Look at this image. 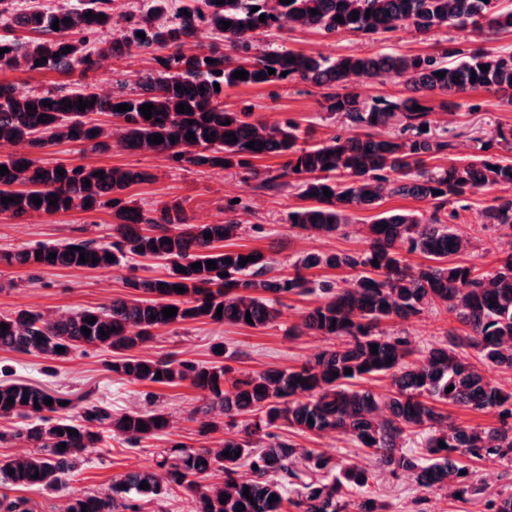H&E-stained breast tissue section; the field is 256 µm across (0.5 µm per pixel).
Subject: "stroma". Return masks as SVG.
Masks as SVG:
<instances>
[{
	"label": "stroma",
	"instance_id": "1",
	"mask_svg": "<svg viewBox=\"0 0 512 512\" xmlns=\"http://www.w3.org/2000/svg\"><path fill=\"white\" fill-rule=\"evenodd\" d=\"M271 42L283 49L330 58L367 55L385 48L427 53L442 48L465 50L474 45L472 36L462 30L451 28L420 35L403 25L385 41L362 34L328 37L312 29L297 28L275 33ZM153 66L149 56L134 53L85 74L0 69V81L13 83L23 93L57 84L73 88L91 84L109 94L117 82L132 80L136 73ZM321 93L320 87L296 78L272 86L225 89L224 105L233 109L252 105L256 118L269 125L294 120L311 130L313 140L318 141L339 130L337 123L326 118L320 107ZM509 127H512L511 106L491 93H470L463 97L456 114L449 116L447 136L456 143L457 154L467 156L477 150L479 141L490 140L498 129ZM40 157L50 165H104L150 171L155 174V181L132 186L126 192L127 197L145 210L180 205L193 224L222 221L227 201L240 200L248 211L242 214V229L236 238L229 240V247L263 251L274 258V271L281 275L294 273L300 258L310 251L333 254L364 250L362 227L372 223L376 216L372 210L355 211L353 222L344 234L311 239L288 222L289 211L298 203L295 188L286 185L274 190L263 188L258 179L240 169L206 170L187 164L173 167L153 156L118 148L99 153L75 143L48 147L41 151ZM491 199L488 192L469 197L467 208L461 213L463 229L471 239L462 259L483 270L494 268L499 252L512 244L501 233L481 228L482 211ZM111 222V214L106 209L94 212L74 209L24 221L0 216V251L38 244L77 243L92 238L103 242L110 234ZM164 272L162 263L139 258L123 259L107 269L50 267L34 271L0 264V315L19 310L54 315L96 308L109 304L114 298L127 296L126 278L157 277ZM319 300L316 292L288 296L278 318L258 329L209 321L160 328L154 339L137 349L136 354L147 359L172 354L182 360L208 362L213 358L214 345L220 344L224 347L223 364L232 378L269 368H294L330 345L329 340L321 336L288 333L291 326L300 323L303 313L316 306ZM449 325L448 315L431 309L404 323H387L386 328L408 337L415 346L423 347L442 338ZM111 359V351L91 346L78 348L61 361L0 350V380L38 384L72 399L86 395L107 404L116 415L133 409H159L171 418L166 434L143 441L137 448L129 447L118 436L106 438L101 447L84 452L82 464L65 475L56 489L23 493L35 504L37 512H62L72 499L107 492L114 481L129 471L156 468L174 443L215 449L224 439L220 429L199 434L191 413L203 405L204 399L188 383L162 385L128 381L108 371L107 363ZM294 441L301 447L332 457L336 463L356 461L372 467V490L389 503L390 512H483L485 499L512 483L507 475L512 464L467 459L469 470L481 482L484 491L482 496L464 504L454 500L449 491L419 487L411 474L393 476L376 468L373 458L342 436L300 434Z\"/></svg>",
	"mask_w": 512,
	"mask_h": 512
}]
</instances>
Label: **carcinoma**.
<instances>
[{
  "instance_id": "cac0c4a2",
  "label": "carcinoma",
  "mask_w": 512,
  "mask_h": 512,
  "mask_svg": "<svg viewBox=\"0 0 512 512\" xmlns=\"http://www.w3.org/2000/svg\"><path fill=\"white\" fill-rule=\"evenodd\" d=\"M170 0H145L140 13H112V0H59L52 6L18 8L0 0V69L29 72L96 71L104 61L134 51L148 54L155 67L138 75L130 92L101 94L93 86L38 93L17 92L0 82V146L14 151L0 160V216L24 220L72 209L112 214V242L94 240L70 245H38L0 252V263L32 269L112 266L106 255L119 252L168 267L159 277L127 279L135 291L114 298L100 309H82L55 317L20 310L0 315V350L38 353L51 360L67 358L87 345L109 349L117 356L108 369L120 378L155 384L189 383L208 403L197 419L200 433L216 428L207 420L214 409L234 418L247 416L242 435L230 434L218 449L174 444L175 454L158 462L161 472L133 470L112 484V493L73 499L64 512H139L138 497L161 498L177 487L197 495L196 512H388L389 503L369 492L368 470L357 464L336 466L333 459L301 449L271 432L282 424L302 433H337L375 457L396 475L407 472L425 489L453 487L459 500L480 493L469 482L462 462L467 456L512 462V388L492 383L489 369L512 371V248L498 265L480 272L456 259L469 238L459 228L461 216L448 205L495 187L512 188V159L483 145L467 157L455 156L456 145L432 130L437 110L461 107L455 98L483 89L512 105V50L492 52L482 45L463 52H379L340 55L330 59L301 51L264 49L259 37L286 25L326 35L358 32L384 36L406 24L426 35L441 28L471 30L478 35L512 32V5L505 0H179L168 14ZM259 10L252 11V8ZM187 10L184 15L181 10ZM318 13L313 14L311 10ZM357 19H352L353 12ZM93 14L87 18L86 14ZM265 21H259L260 16ZM342 17L343 22L336 21ZM68 20L53 29L57 20ZM230 23L224 28L222 22ZM27 33L23 40L15 36ZM144 33L145 38L138 37ZM71 50H66V47ZM486 69H481V66ZM275 73L268 74V69ZM236 71L248 78L234 79ZM442 72L439 78L435 73ZM403 78L411 92L404 98L371 100L347 91L362 79ZM299 78L323 89L321 107L345 123L347 135H333L314 144L298 145L300 126L286 119L269 126L254 118L251 108H224L225 87L267 86ZM220 90H215L214 84ZM181 86L182 90L175 89ZM89 102L84 110L76 101ZM69 101L67 109L61 101ZM48 101L52 106L45 107ZM192 109L177 112L179 104ZM32 109H27V105ZM128 104L132 109L118 112ZM152 104V117L140 112ZM420 110H414V106ZM107 113L112 130L95 122ZM45 116L47 122L39 121ZM193 124H188V121ZM427 130H422V126ZM195 140L186 139L188 132ZM235 134L237 141L228 138ZM154 134L164 142L148 141ZM211 140H206L205 135ZM131 152L155 155L178 165L199 168L237 167L259 177L252 160L286 158L285 174L295 178L304 204L288 213V223L314 237H329L352 222V212L374 208L387 197H413L430 205V215L388 213L365 225L367 248L354 254L308 253L295 274H273L272 258L259 250H226L240 226L237 204L224 207L227 218L212 224H190L179 205L152 215L124 197L132 185L151 182L146 170L86 165H44L37 153L55 143L70 142L92 151H107L111 140ZM255 142L252 148L247 143ZM65 170L64 175L57 170ZM104 172L103 177L96 172ZM90 185H85V181ZM328 189L331 197L324 196ZM438 194H433V191ZM41 199L35 205L32 197ZM58 198L54 205L52 198ZM483 226L512 230V195L496 196L482 212ZM386 227H381V224ZM212 238L207 239L204 234ZM171 243H165L166 239ZM85 253L86 262L80 261ZM54 253L56 257L49 258ZM424 256L412 265L405 256ZM254 256L245 265L240 260ZM99 262H92V258ZM216 261L207 268L206 261ZM378 265H372V261ZM202 267L193 269L191 264ZM321 265L348 268L355 275L345 285L323 282L321 301L292 329L345 339L340 346L317 353L297 369L270 368L231 380L220 362L143 359L131 351L150 342L154 330L202 319L214 323L262 328L277 318L276 305L290 295L313 292L303 271ZM185 288L184 293L173 287ZM432 304H440L458 323L446 339L420 352L411 341L388 334V321L407 322ZM222 316H216L218 307ZM177 314L165 318L162 310ZM251 314L253 323L246 322ZM90 317L95 323H87ZM91 330L86 336L82 328ZM105 334H100V331ZM377 345L372 353L371 345ZM64 351L59 352L57 348ZM351 373H345V369ZM337 376H332V373ZM381 375L390 380L387 394L374 393L359 382ZM453 390L446 391L447 387ZM50 398L48 406L44 399ZM13 404H8V400ZM27 403H22V400ZM65 398L26 382L0 385V416L16 415L28 423L7 439L31 451L0 457V478L18 488L52 489L59 475L73 469L86 449L101 445L105 432L129 445L155 437L170 427L159 410L131 411L114 417L102 406L86 404L78 419ZM456 406L498 418L497 426L464 425L449 420L445 407ZM129 417L123 421V417ZM161 423H156V420ZM146 428H140V425ZM62 433H57V430ZM73 429L74 436L68 433ZM423 436L425 452L403 451L412 437ZM445 447H440L439 442ZM66 448L59 449L60 444ZM229 452L224 456L223 452ZM248 466L247 471L241 467ZM14 473H9V470ZM222 481L208 486L200 479L213 472ZM146 482L149 489L140 488ZM249 489L251 498L243 495ZM277 500L269 502L271 495ZM225 502H220V498ZM245 510H240V507ZM486 512H512V491L485 503ZM0 512H35L30 499L0 496Z\"/></svg>"
}]
</instances>
